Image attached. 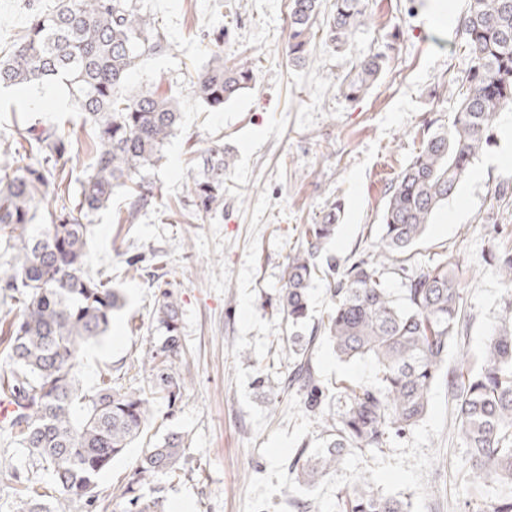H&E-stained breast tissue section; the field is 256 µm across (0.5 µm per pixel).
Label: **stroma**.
I'll return each instance as SVG.
<instances>
[{
    "mask_svg": "<svg viewBox=\"0 0 512 512\" xmlns=\"http://www.w3.org/2000/svg\"><path fill=\"white\" fill-rule=\"evenodd\" d=\"M56 0H0V49L23 37L34 12ZM373 26L358 31L350 54L317 38L306 66L285 55L288 0H138L170 45L149 55L128 85L158 86L178 97L182 119L151 178L161 203L131 211L116 193L92 218L85 268L121 288L127 306L98 343L81 351L82 380L97 385L104 373L141 379L157 339L152 327L159 289L178 297L186 357L178 366L185 386L175 402L156 398L153 420L99 480V498L73 502L71 512H124L117 488L137 458L169 432L187 438L180 480L153 478L163 487L165 512H337L338 494L355 475L370 471L382 495L409 498L412 512H464L457 490L465 453L457 436L456 401L447 379L432 388L424 418L379 452L353 453L337 473L312 488L296 484L288 463L301 445L319 447L313 415L302 391L276 400L257 389L265 374L278 386L291 364L292 331L275 306L288 259L302 251L304 229L321 212L341 205L326 253L346 270L372 251L387 188L417 152L429 121L449 119L459 98L452 84L466 59L456 23L441 25L421 0H366ZM226 40H217L219 29ZM395 39L397 51L373 88L356 100L333 83L351 56ZM251 58L255 79L223 111L212 112L190 94L196 72L213 50ZM70 122L71 186L79 188L94 152L89 128L69 99L52 88H0V146H9L17 123ZM230 145L237 151L224 177V210L198 213L187 191L191 150ZM466 179L435 214L411 261L388 266L383 281L404 296L409 270L451 260L458 265L463 305L446 368L460 354L480 358L501 325L512 294L490 264L491 250H512V112H501L490 144ZM130 223H123V216ZM331 305L327 282L310 289L309 317L299 331L314 337L308 356L320 387L348 377L373 386L370 360L345 362L318 333ZM51 486V475L6 436H0V512H16L25 486Z\"/></svg>",
    "mask_w": 512,
    "mask_h": 512,
    "instance_id": "1",
    "label": "stroma"
}]
</instances>
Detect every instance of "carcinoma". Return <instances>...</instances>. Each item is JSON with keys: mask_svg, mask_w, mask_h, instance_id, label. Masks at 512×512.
<instances>
[{"mask_svg": "<svg viewBox=\"0 0 512 512\" xmlns=\"http://www.w3.org/2000/svg\"><path fill=\"white\" fill-rule=\"evenodd\" d=\"M321 0H289L286 54L294 66L309 62L317 32L336 52L349 49L352 36L372 22L365 0H333L318 22ZM458 30L466 65L456 80L459 106L448 123L423 139L419 151L388 187L380 234L371 254L336 274L326 259L332 309L323 337L337 357L371 360L377 386L341 383L323 403L307 347L288 346L291 377L279 394L298 385L318 417L321 447L297 449L290 465L295 481L313 486L336 472L346 452H373L405 434L428 411L448 344L461 313L459 278L444 262L412 270L400 305L383 286L382 270L423 237L436 211L452 197L491 140L498 114L512 110V0H464ZM168 47L164 33L136 0H57L49 13L33 16L26 37L0 54V86L61 85L84 122L93 129L95 160L78 195L70 193L66 125L24 128L0 161V237L12 242L8 269L0 273L9 306L4 348L8 367L0 370V396L18 406L3 431L49 470L56 495L28 486L17 512H71L83 498L98 499V480L148 427L152 403L162 393L177 399L184 387L176 367L184 354L174 291L165 289L155 310L158 342L149 350L143 384L125 387L112 378L96 388L83 386L82 347L104 337L124 306L119 289L85 271L91 217L123 191L134 211L152 204L149 172L162 159L178 129L180 103L144 85L127 89L128 78L145 55ZM393 44L351 60L339 92L349 99L366 94L395 53ZM248 60L216 52L196 74L190 94L209 110H220L250 88ZM188 191L197 212L224 208V176L231 167L222 146L192 151ZM46 224L38 232V212ZM340 207L324 212L305 229V249L288 261L279 305L292 327L307 316L309 289L319 268L313 258L335 235ZM504 288L512 292V251L491 254ZM457 401V431L466 449L469 479L461 488L466 506L491 498L492 512H512V308L490 336L481 364L460 361L448 374ZM185 435L172 432L145 453L132 477L118 488L125 512H164L162 489L145 486L158 474L180 477ZM338 512H411L407 499L380 495L362 472L338 498Z\"/></svg>", "mask_w": 512, "mask_h": 512, "instance_id": "carcinoma-1", "label": "carcinoma"}]
</instances>
